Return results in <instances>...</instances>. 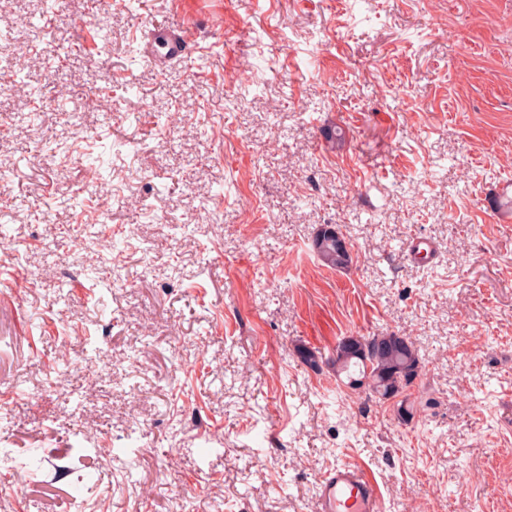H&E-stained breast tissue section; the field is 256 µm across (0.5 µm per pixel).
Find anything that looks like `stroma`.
<instances>
[{
	"label": "stroma",
	"instance_id": "stroma-1",
	"mask_svg": "<svg viewBox=\"0 0 512 512\" xmlns=\"http://www.w3.org/2000/svg\"><path fill=\"white\" fill-rule=\"evenodd\" d=\"M151 22L204 53L154 68ZM1 28L0 512H318L344 462L382 512H512V223L479 203L512 179V0H0ZM391 334L420 377L349 388L338 343ZM318 230L330 231L336 234V236H326L320 233H316L313 239V248L320 260L331 268H344L348 265L351 260V256L347 257L343 254L341 248L336 242V237L338 240L342 241L345 246L346 243L343 241L342 236L336 230V227L332 224L330 225H322ZM407 249L410 260L415 264L429 263L434 260L436 255L435 244L419 236L409 241Z\"/></svg>",
	"mask_w": 512,
	"mask_h": 512
}]
</instances>
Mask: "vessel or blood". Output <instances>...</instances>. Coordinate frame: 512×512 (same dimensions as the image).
I'll use <instances>...</instances> for the list:
<instances>
[{
  "mask_svg": "<svg viewBox=\"0 0 512 512\" xmlns=\"http://www.w3.org/2000/svg\"><path fill=\"white\" fill-rule=\"evenodd\" d=\"M196 48V39L183 26L154 24L144 35V58L154 66L184 60L192 56ZM481 204L500 223H511L512 182L503 180L488 187ZM407 249L410 260L416 264L431 262L436 255L435 244L418 236L409 241ZM379 504L378 487L362 466L336 465L319 481V512H379Z\"/></svg>",
  "mask_w": 512,
  "mask_h": 512,
  "instance_id": "vessel-or-blood-1",
  "label": "vessel or blood"
}]
</instances>
